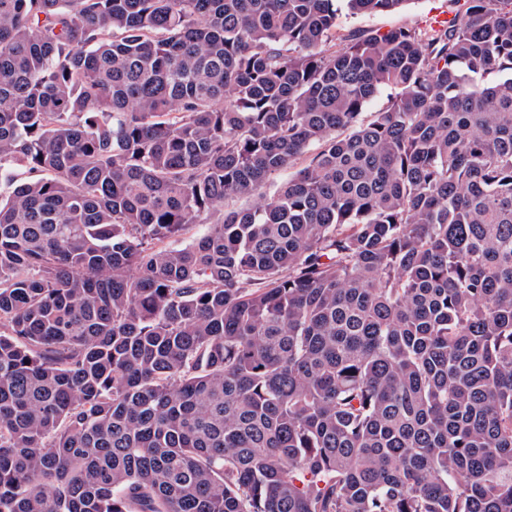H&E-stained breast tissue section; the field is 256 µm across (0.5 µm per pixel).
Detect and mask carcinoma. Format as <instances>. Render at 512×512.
Segmentation results:
<instances>
[{"instance_id": "obj_1", "label": "carcinoma", "mask_w": 512, "mask_h": 512, "mask_svg": "<svg viewBox=\"0 0 512 512\" xmlns=\"http://www.w3.org/2000/svg\"><path fill=\"white\" fill-rule=\"evenodd\" d=\"M464 6L0 0V512H512V0ZM336 50L345 47L354 36L376 31H386L391 27L424 29L431 16L448 13L451 8L448 0H410L401 9L392 13L373 15H350L343 2L336 1Z\"/></svg>"}]
</instances>
